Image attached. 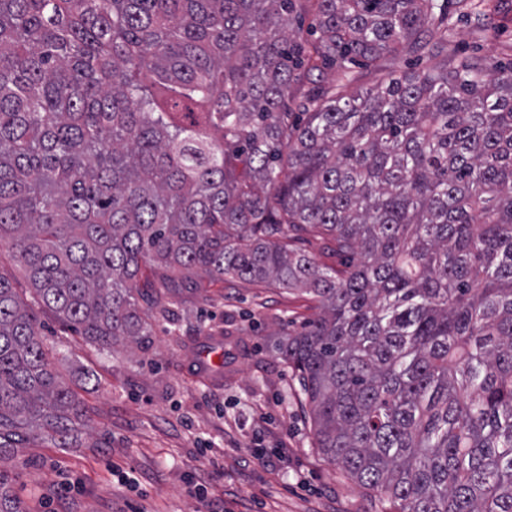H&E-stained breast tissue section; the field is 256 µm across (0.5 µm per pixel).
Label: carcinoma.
Listing matches in <instances>:
<instances>
[{
    "label": "carcinoma",
    "instance_id": "1",
    "mask_svg": "<svg viewBox=\"0 0 512 512\" xmlns=\"http://www.w3.org/2000/svg\"><path fill=\"white\" fill-rule=\"evenodd\" d=\"M446 45L448 0H0V250L110 349L147 265L309 295L277 353L326 459L393 512H512V70L313 79ZM85 426L0 271V462ZM301 247L305 249L310 254H313L317 257L321 262L327 264L328 266H339V259L336 256L326 249V241L320 239L319 237L313 235L312 233H304L303 240L301 241Z\"/></svg>",
    "mask_w": 512,
    "mask_h": 512
}]
</instances>
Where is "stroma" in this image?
Segmentation results:
<instances>
[{"mask_svg": "<svg viewBox=\"0 0 512 512\" xmlns=\"http://www.w3.org/2000/svg\"><path fill=\"white\" fill-rule=\"evenodd\" d=\"M474 56L512 67V0L466 18L448 0L440 69ZM168 315L151 312L149 343H87L47 307L41 334L72 373L94 372L87 425L72 447L33 438L0 463L25 512H390L316 448L298 379L276 345L300 331L314 301L272 285L189 272ZM224 339V369H200L207 335ZM205 486L188 495V482Z\"/></svg>", "mask_w": 512, "mask_h": 512, "instance_id": "obj_1", "label": "stroma"}]
</instances>
